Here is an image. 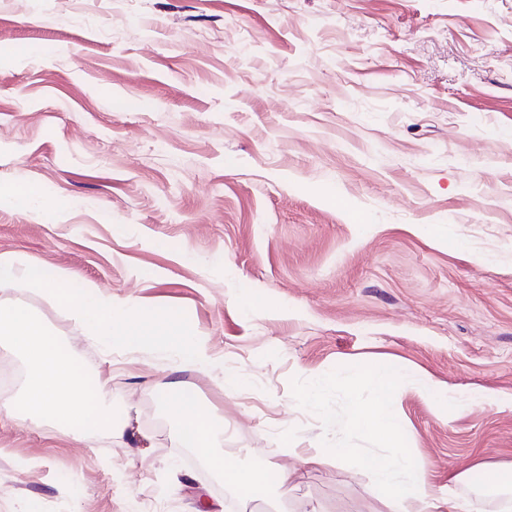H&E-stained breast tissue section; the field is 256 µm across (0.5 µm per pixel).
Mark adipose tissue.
I'll return each instance as SVG.
<instances>
[{
    "mask_svg": "<svg viewBox=\"0 0 512 512\" xmlns=\"http://www.w3.org/2000/svg\"><path fill=\"white\" fill-rule=\"evenodd\" d=\"M404 378L403 370L391 363L376 366L359 378L344 374L329 377L314 374L308 380L303 400L308 404L315 403L324 388L336 384L347 387L361 384L384 395ZM168 388L175 393L169 409L177 420L181 445L204 454L211 468L243 502H263L268 499L272 489L287 488L292 478L288 469L279 466L248 469L218 451L216 443L224 435L223 422L204 411L196 396L180 389L177 382H169ZM348 425L395 449L401 439L399 428L379 402L355 411ZM368 467L376 486L388 500L391 512H469L465 502L451 497L446 488L427 480L424 473L405 454L397 450L390 456L370 458Z\"/></svg>",
    "mask_w": 512,
    "mask_h": 512,
    "instance_id": "ef3b65f1",
    "label": "adipose tissue"
}]
</instances>
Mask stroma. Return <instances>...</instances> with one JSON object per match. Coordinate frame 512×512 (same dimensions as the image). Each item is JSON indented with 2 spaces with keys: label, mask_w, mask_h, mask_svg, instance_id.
<instances>
[{
  "label": "stroma",
  "mask_w": 512,
  "mask_h": 512,
  "mask_svg": "<svg viewBox=\"0 0 512 512\" xmlns=\"http://www.w3.org/2000/svg\"><path fill=\"white\" fill-rule=\"evenodd\" d=\"M22 180L42 199L2 202ZM0 253L184 311L216 367L178 380L226 455L293 472L288 512H389L364 459L391 448L338 425L375 392L300 399L388 361L401 452L472 512H512V0H0ZM10 294L108 377L133 434L1 412L0 512H235L179 444L168 355ZM480 464L488 484L460 481ZM405 378L403 370L391 363L381 364L367 371L362 377L336 374V376H321L312 374L309 377L306 392L303 396V402L312 404L319 400L321 391L328 386L343 384L346 387L352 385H364L375 388L383 397L392 389L400 384Z\"/></svg>",
  "instance_id": "stroma-1"
}]
</instances>
